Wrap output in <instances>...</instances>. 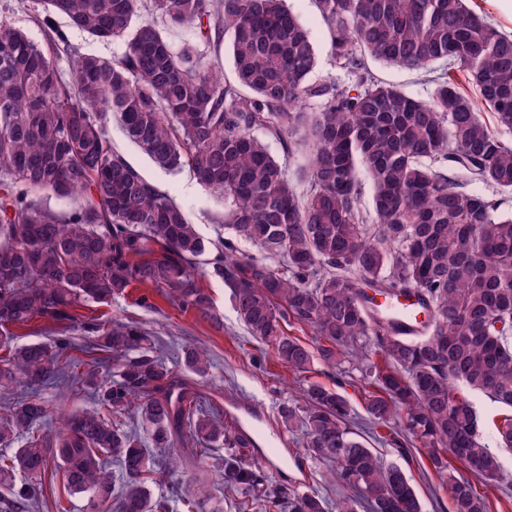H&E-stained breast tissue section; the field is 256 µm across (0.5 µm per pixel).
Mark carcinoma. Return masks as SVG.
Instances as JSON below:
<instances>
[{"label": "carcinoma", "mask_w": 512, "mask_h": 512, "mask_svg": "<svg viewBox=\"0 0 512 512\" xmlns=\"http://www.w3.org/2000/svg\"><path fill=\"white\" fill-rule=\"evenodd\" d=\"M314 2L347 83L312 79L318 53L286 0H35L50 53L0 19V503L38 506L52 470L88 512H222L218 481L265 512H422L404 470L353 430L335 390L311 384L305 407L279 409L304 432L307 459L332 465L348 490L331 511L312 491L271 482L257 444L224 421L203 391L206 348L182 346L178 373L137 324L79 313L140 285L215 320L197 284L211 276L250 336L294 373L355 361L374 386L366 425L398 419L392 444L404 458L415 443L428 450L452 512H491L476 484L493 487L503 472L470 394L503 409L495 427L512 450V212L466 186L512 191V140L482 117L512 131V35L468 0ZM154 14L195 39L174 43ZM58 17L120 54L69 53L66 83ZM220 45L230 78L210 58ZM368 58L430 74L429 100L375 80ZM109 114L157 166L189 171L222 201L234 237L210 248L112 146ZM377 295L414 297L412 325ZM35 321L54 336L12 345L10 329ZM289 323L316 346L288 335ZM59 386L93 407L51 408L41 391ZM150 444L166 455L155 459ZM216 448L221 467H197L185 493L153 495L158 471L178 475Z\"/></svg>", "instance_id": "cac0c4a2"}]
</instances>
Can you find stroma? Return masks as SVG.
<instances>
[{
	"mask_svg": "<svg viewBox=\"0 0 512 512\" xmlns=\"http://www.w3.org/2000/svg\"><path fill=\"white\" fill-rule=\"evenodd\" d=\"M288 7L307 29L317 49L319 66L315 78L332 77L347 81V74L332 68L328 56V39L314 0H288ZM371 74L380 81L398 85L408 95L427 99L430 87L416 71L368 60ZM107 131L113 144L122 150L128 160L153 180L162 191L168 192L184 208L188 220L195 224L205 242L231 237L232 232L223 224V207L217 199L202 190L188 172L171 174L159 168L126 137L120 123L108 118ZM200 287L207 289L215 301V313L222 322L214 328L209 322L183 314L152 289H128L125 297L116 299L111 306H91L85 311L89 317H107L139 322L151 333L155 343L163 346L202 344L211 352L215 368L210 382L211 392L218 401L232 399L262 413L267 429L281 432L287 448L301 453L303 435L289 430L282 423L278 410L288 400H302L304 389L319 383L336 390L348 402L357 418H364V392L360 375L352 363L334 369L325 363H316L312 372L295 377L280 364L270 346L254 340L235 312L229 292L223 283L199 277ZM471 400L480 420L483 439L500 459L505 481L494 503V512H512V451L501 448L494 424L501 416V408L482 395L472 394ZM275 470L270 477L276 482H290L305 486L328 501H336L342 489L333 483L324 464L307 463L306 466L282 465L280 455L270 458ZM404 471L414 485L424 512H449L448 493L442 489L433 473L426 454H417L413 462L405 464Z\"/></svg>",
	"mask_w": 512,
	"mask_h": 512,
	"instance_id": "obj_1",
	"label": "stroma"
}]
</instances>
